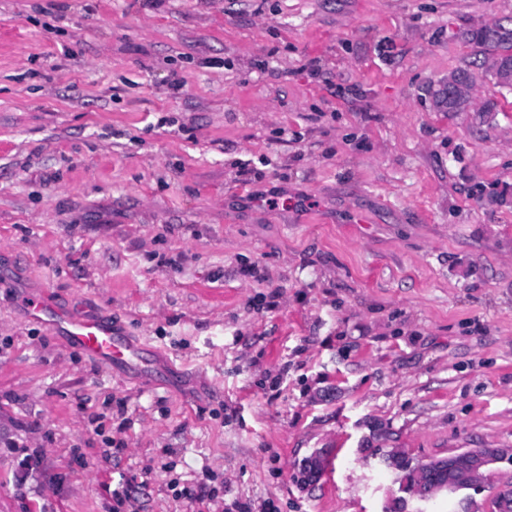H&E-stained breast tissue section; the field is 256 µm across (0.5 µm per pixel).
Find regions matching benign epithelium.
<instances>
[{
  "label": "benign epithelium",
  "instance_id": "benign-epithelium-1",
  "mask_svg": "<svg viewBox=\"0 0 512 512\" xmlns=\"http://www.w3.org/2000/svg\"><path fill=\"white\" fill-rule=\"evenodd\" d=\"M490 73L501 85L512 86V61L496 58L488 65ZM476 82L457 71L448 73L445 83L438 85L434 100L457 112H469L473 107ZM386 467L397 473L399 495L392 496V503H406V497L427 502L440 493L477 489L488 478L485 469L490 464L506 460L512 463V452L505 453L496 448H467L444 457L416 462L397 449L384 451ZM327 455L316 452L300 464L299 473L303 483L316 482L327 465Z\"/></svg>",
  "mask_w": 512,
  "mask_h": 512
}]
</instances>
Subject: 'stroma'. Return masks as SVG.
Listing matches in <instances>:
<instances>
[{
	"instance_id": "1",
	"label": "stroma",
	"mask_w": 512,
	"mask_h": 512,
	"mask_svg": "<svg viewBox=\"0 0 512 512\" xmlns=\"http://www.w3.org/2000/svg\"><path fill=\"white\" fill-rule=\"evenodd\" d=\"M494 22L512 0H0V512H381L359 449L511 450L512 91L430 94ZM28 316L47 322L68 345L86 356L109 365L128 363L135 350L115 336L112 324L94 316H78L65 312L40 296L27 297L24 302ZM327 455L315 452L306 461L300 464L299 473L304 484L311 485L316 482L327 465Z\"/></svg>"
}]
</instances>
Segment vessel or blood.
<instances>
[{
  "label": "vessel or blood",
  "mask_w": 512,
  "mask_h": 512,
  "mask_svg": "<svg viewBox=\"0 0 512 512\" xmlns=\"http://www.w3.org/2000/svg\"><path fill=\"white\" fill-rule=\"evenodd\" d=\"M28 316L47 322L62 340L82 351L86 356L110 365L129 362L134 349L115 336L108 321L94 316H78L65 312L39 296L24 303Z\"/></svg>",
  "instance_id": "b4317fda"
}]
</instances>
